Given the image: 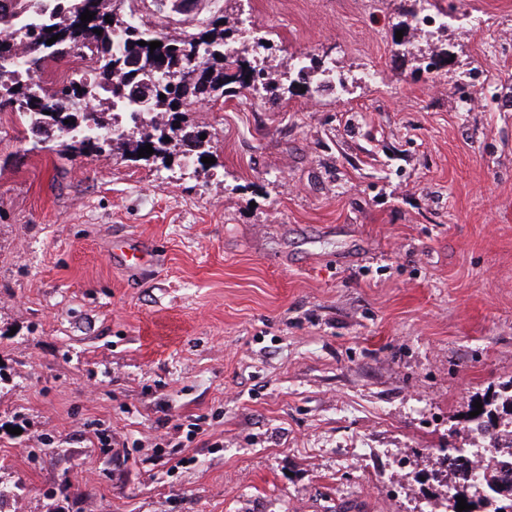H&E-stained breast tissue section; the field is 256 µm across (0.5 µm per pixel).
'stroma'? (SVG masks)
<instances>
[{
	"instance_id": "1",
	"label": "stroma",
	"mask_w": 512,
	"mask_h": 512,
	"mask_svg": "<svg viewBox=\"0 0 512 512\" xmlns=\"http://www.w3.org/2000/svg\"><path fill=\"white\" fill-rule=\"evenodd\" d=\"M250 2L268 43L236 46L280 89L186 113L205 170L32 152L0 112V512H426L433 449L488 444L465 416L512 380V0ZM423 6L457 21L396 44Z\"/></svg>"
}]
</instances>
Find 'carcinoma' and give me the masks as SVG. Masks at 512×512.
I'll list each match as a JSON object with an SVG mask.
<instances>
[{
  "label": "carcinoma",
  "instance_id": "cac0c4a2",
  "mask_svg": "<svg viewBox=\"0 0 512 512\" xmlns=\"http://www.w3.org/2000/svg\"><path fill=\"white\" fill-rule=\"evenodd\" d=\"M128 0H0V62L17 63L26 79L0 74V112L19 113L27 133L49 127L54 135L32 140V149H47L56 138L75 156H105L114 151L138 156L152 145L154 153L144 160H166L174 153L186 154L193 144L194 164L206 168L201 158L212 156L211 138L200 139L178 118L185 108L215 103L235 91L255 88L260 76L243 55L224 52L228 33L235 30L225 15L214 16L192 32L172 34L152 31L132 23ZM95 13L84 23L81 13ZM102 31L98 35L94 30ZM58 40L48 45L53 36ZM147 45L141 46L139 42ZM162 46L150 50L148 43ZM80 51L91 56L95 67L92 82L104 89L88 88L62 79L45 95L36 92L35 77L50 61H64ZM162 68L171 86L158 88L151 81ZM165 98H160V95ZM121 105L132 111L131 124L118 130L111 112ZM484 404L512 413V383ZM473 430L490 437L491 447L512 449V433H487L482 416L469 418ZM480 484L488 496L478 497L473 484L454 478L448 497L449 512H458V498L472 506L468 512H496L490 501L512 499V468L495 455L481 465Z\"/></svg>",
  "mask_w": 512,
  "mask_h": 512
}]
</instances>
